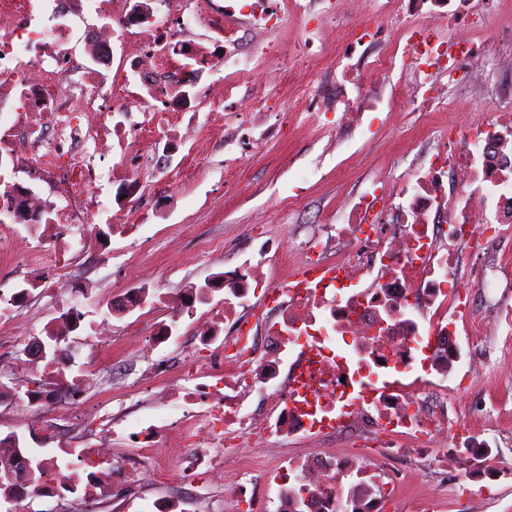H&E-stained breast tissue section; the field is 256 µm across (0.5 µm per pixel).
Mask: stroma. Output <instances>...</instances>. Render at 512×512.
Returning a JSON list of instances; mask_svg holds the SVG:
<instances>
[{
  "label": "stroma",
  "mask_w": 512,
  "mask_h": 512,
  "mask_svg": "<svg viewBox=\"0 0 512 512\" xmlns=\"http://www.w3.org/2000/svg\"><path fill=\"white\" fill-rule=\"evenodd\" d=\"M212 79L208 72L195 79L193 150L182 163L139 173L152 185L151 195L140 202L141 211L150 216L141 241L112 242L106 256L93 245L80 258L76 271L96 291L89 310L142 279L169 293L201 282L209 272L204 255L208 245L243 251L251 247L255 231L267 230L286 241L311 225L335 222L359 179L400 175V160L415 159L432 147L424 131L469 123L496 107L487 90L451 95L445 112H370L356 129L349 151L342 152L336 148L335 132L327 130L318 115L301 112L304 74L264 68L251 80L249 94L279 98L291 117L259 153L238 160L224 150V130L237 126L241 116L212 102L205 91ZM235 162L245 179L228 192L224 173ZM460 326L471 333L458 369L467 381L449 406L451 423L494 429L499 436L497 457L512 459V372L497 371L490 359L491 354L512 350V329L484 336L472 320ZM396 467L404 474V485L399 496L386 503L385 512H407L408 502L419 498L436 500V512H471L470 493L462 489L454 497L445 496V478L423 459L404 456Z\"/></svg>",
  "instance_id": "stroma-1"
}]
</instances>
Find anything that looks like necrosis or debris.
Masks as SVG:
<instances>
[{
    "instance_id": "necrosis-or-debris-1",
    "label": "necrosis or debris",
    "mask_w": 512,
    "mask_h": 512,
    "mask_svg": "<svg viewBox=\"0 0 512 512\" xmlns=\"http://www.w3.org/2000/svg\"><path fill=\"white\" fill-rule=\"evenodd\" d=\"M498 9L499 0H483L479 10L472 0H364L358 28L344 36L350 0H129L118 14L113 0H0V100H12L14 112L12 126L0 129V163H28L62 186L56 203L22 183L0 192V211L15 218L0 224V249L13 250L23 237L19 260L49 251L40 288L60 309L48 327L14 336L31 290L0 294V345L26 352L0 364V374L24 380L21 390L0 389V402L30 413L22 432L0 434V463L11 468L0 500H61L81 512H103L108 502L114 512H382L398 492L386 471L405 438L438 470L461 469L476 498L512 480V462L486 464L495 434L448 432V373L461 353L456 321L472 305L451 272L463 251H479L484 236L512 225V81L496 86L487 119L451 130L444 148L426 150L400 180L370 177L335 223L287 246L265 231L256 250L231 257L210 246L223 271L177 296L145 282L107 300L126 321L120 357L112 355L108 321L86 318L89 290L68 278L88 214L106 209L86 193L104 176L98 159H111L112 171L127 177L122 194L139 198L150 192L137 175L146 142L176 149L191 138L181 122L192 109L188 92L140 93L130 79L161 70L188 78L214 67V52L186 42L184 15L224 46V79L211 95L275 114L271 135L287 124V108L271 96L239 95L259 65L302 66L306 111L335 112L340 133L384 104L441 112L449 88L480 92L494 59L512 61V28L500 30L493 55L481 41L455 37L458 25L480 28ZM86 14L98 23L83 32L80 61L70 48L72 20ZM289 22L301 36L287 52L278 36ZM393 25L400 36L386 40ZM244 32L248 54L240 49ZM118 52L129 72H111ZM393 73L398 79L382 96ZM287 247L311 277L276 283L265 275ZM77 332L87 344L76 350ZM151 353L152 370L138 371ZM107 361L131 388L88 402L83 388ZM173 363L180 374L162 409L130 420V408ZM61 390L84 436L77 448L53 445L43 415ZM307 438L361 439L376 452H285ZM247 440L258 457L242 460L232 486L213 495L225 450ZM447 441L451 449L440 451ZM116 442L126 456L113 457ZM173 451L181 454L173 480L181 494L148 496L145 472L164 480L159 458Z\"/></svg>"
}]
</instances>
